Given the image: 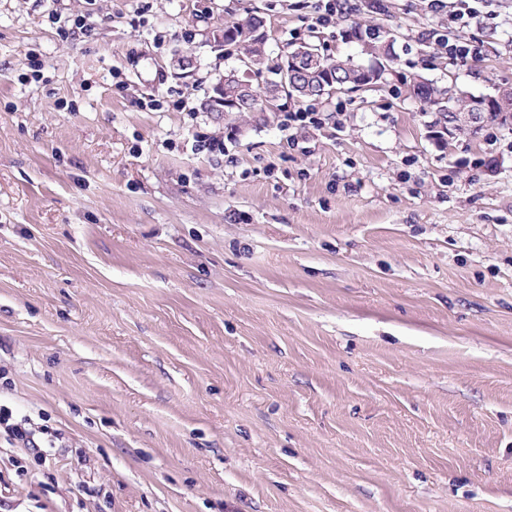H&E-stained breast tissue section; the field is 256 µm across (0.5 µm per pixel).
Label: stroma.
<instances>
[{"instance_id":"1","label":"stroma","mask_w":512,"mask_h":512,"mask_svg":"<svg viewBox=\"0 0 512 512\" xmlns=\"http://www.w3.org/2000/svg\"><path fill=\"white\" fill-rule=\"evenodd\" d=\"M0 0V512H512V124L443 140L418 74L512 84V0L450 65L429 0ZM259 11L386 85L290 140L206 102ZM217 137L224 151H199ZM371 31H374V29H371ZM371 31L368 32L369 36H366V40L362 39V36H360V40L363 41L365 53L371 55L376 60L375 66L365 67L354 63L350 58L322 54L318 64L311 71L315 72L321 69L322 73H330L334 77L336 76V79L343 81L345 86H350L349 88H352L355 84L348 79L352 76L360 75L362 71H367L368 74V80L361 83L363 86L383 84L385 80L384 75L388 71L384 63L392 69L396 64L397 56L393 53L391 44L381 34L382 32L379 28L376 33ZM28 422L21 420L20 422L13 421L12 411L7 407H0V426L4 429V432L10 439L20 440L34 448L40 450L42 447L37 439L36 432L41 434H48V430L41 429L36 431L35 429L26 427Z\"/></svg>"}]
</instances>
